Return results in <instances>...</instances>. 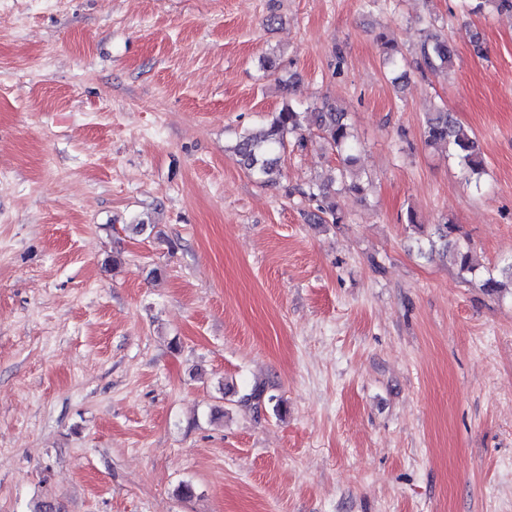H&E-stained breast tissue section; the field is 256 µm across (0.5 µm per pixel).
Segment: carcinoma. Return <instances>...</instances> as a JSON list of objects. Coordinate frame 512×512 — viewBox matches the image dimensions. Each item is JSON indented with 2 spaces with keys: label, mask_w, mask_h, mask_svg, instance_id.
Segmentation results:
<instances>
[{
  "label": "carcinoma",
  "mask_w": 512,
  "mask_h": 512,
  "mask_svg": "<svg viewBox=\"0 0 512 512\" xmlns=\"http://www.w3.org/2000/svg\"><path fill=\"white\" fill-rule=\"evenodd\" d=\"M464 7L472 13H480L485 5L492 4L499 13L512 14V0H463ZM381 61L383 67L391 75V83L399 84L400 69L403 56L396 42L387 34H379ZM422 65L433 72H446L454 67L455 50L448 41L447 35L427 29L418 47ZM315 127L317 137L339 159V164L330 170L320 183L312 185L309 196L320 201L319 211L323 217L319 222L342 224L345 217L336 202V195L342 192L360 194L365 190L363 182L357 175L358 148L348 113L338 109L336 105L325 102L320 108L311 112L303 110L292 99L274 113L270 121L258 129H250L242 133L231 151L236 163L260 182L268 185L277 182L280 176V153L285 149L287 136L296 134L304 126ZM423 142L433 149L444 147L448 156L457 160L469 182L480 188L486 173L482 147L475 135L465 129L448 112L442 104L434 106V111L427 113L423 128ZM420 254L440 252L448 257V262L464 279L478 275L479 265L476 263L471 245L457 237V227L449 222L439 224L436 237L416 239ZM481 288L492 295H504V291L512 289V258L503 261L498 273L491 271L482 275ZM274 403L278 408L281 401L273 395H265V388L256 386L250 393L242 397V402L259 407L263 402Z\"/></svg>",
  "instance_id": "obj_1"
}]
</instances>
